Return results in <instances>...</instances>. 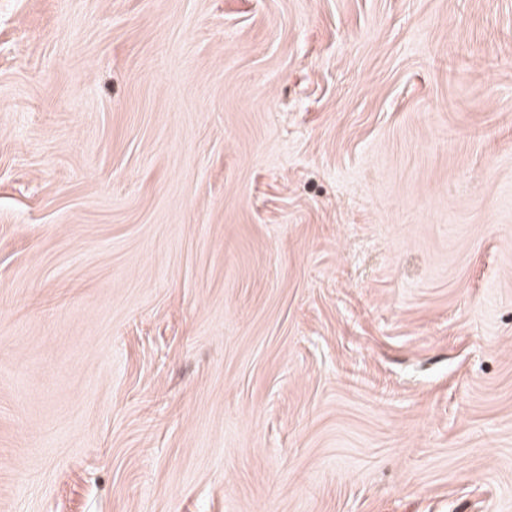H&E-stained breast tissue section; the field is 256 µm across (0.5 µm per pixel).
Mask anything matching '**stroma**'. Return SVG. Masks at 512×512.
<instances>
[{
	"label": "stroma",
	"mask_w": 512,
	"mask_h": 512,
	"mask_svg": "<svg viewBox=\"0 0 512 512\" xmlns=\"http://www.w3.org/2000/svg\"><path fill=\"white\" fill-rule=\"evenodd\" d=\"M0 512H512V0H0Z\"/></svg>",
	"instance_id": "obj_1"
}]
</instances>
